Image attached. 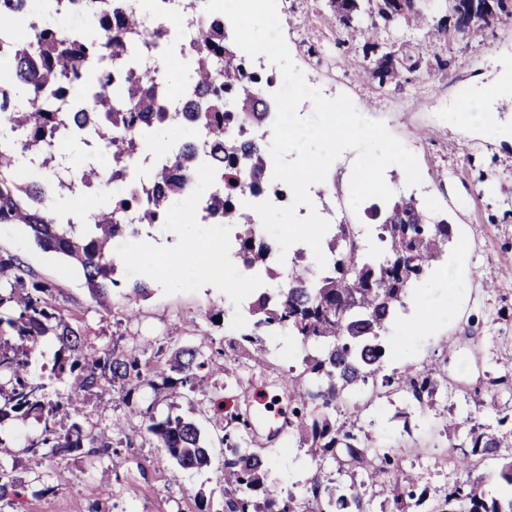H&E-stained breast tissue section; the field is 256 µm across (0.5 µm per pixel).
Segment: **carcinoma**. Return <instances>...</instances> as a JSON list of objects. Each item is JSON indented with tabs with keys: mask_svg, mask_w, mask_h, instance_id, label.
<instances>
[{
	"mask_svg": "<svg viewBox=\"0 0 512 512\" xmlns=\"http://www.w3.org/2000/svg\"><path fill=\"white\" fill-rule=\"evenodd\" d=\"M434 2L329 0L349 38L363 43L359 72L380 86L398 81L404 70H415L417 61L408 55L393 66L387 53L370 55L374 45L369 43L371 31L362 27L363 13H374L386 23L401 20L420 25L428 19ZM35 11L53 14L40 0H0V28L17 37L8 68L0 76V224L23 225L41 248L64 256L82 271L94 301L107 308L112 287L117 285L114 241L139 234L138 228L122 223L117 206L101 211L84 209L77 223L72 218L62 219L53 208L54 199H43L52 174L42 181H28L19 175L18 160L37 154L54 136L57 122L52 119L54 113L46 110V101L71 88L86 99V109L102 114L105 123L103 129L80 127L78 131L93 134L100 153L111 158L107 170L93 162L74 168L75 177L87 187L106 186L124 176L126 160L142 148L131 131L140 126L148 130L174 128L176 124L169 121L161 95L152 86L148 63L135 54V36L145 28L146 16L132 9L113 22L106 17L90 20L88 27L94 34L77 38L55 24L33 20ZM496 20V16L478 14L466 24L465 32L480 35ZM117 59L129 66L123 84L112 83V73L106 71ZM261 84L249 63L227 42L223 27L205 29L185 86L198 94L197 107L206 112L209 136L224 145V197L213 199V208L224 215V223L241 227L235 237V257L248 268L264 263L270 254L254 225L243 221L235 202L241 176L258 191L272 182L266 145L242 139L246 127L261 115ZM197 167L194 154L181 149L169 153L166 164L154 172L159 189L142 210L143 218L153 223L165 220L185 194L180 174L194 173ZM370 217L376 221L381 255L358 254L351 237L337 227L325 243L332 265L324 275L312 278L307 253L295 251L288 270L275 274L283 286L274 293L259 292L250 303L252 330L241 335L252 347L254 358L264 352L263 336L274 331L286 332L303 346L316 349L303 359L299 372H289L284 380L289 400L296 404L288 428L309 443L317 462L308 479L311 499L302 507L293 495L284 497L276 486L265 483V459L242 447L248 443L250 430L248 414L240 407L244 391L226 396L224 388L216 387L210 402L225 421L224 444L229 452L224 460L223 512H362L364 498L356 481L359 473L363 484L371 487L394 483L388 512H408L406 498L413 493L405 494L399 488L413 485V475H399V469L391 467L390 452L365 446L336 425L330 412L349 390L382 371L386 349L381 334L404 306L414 283L448 245L450 228L447 221L432 220L413 200L404 198L392 202L384 213L378 206H370ZM27 276L17 258L0 255V310L7 312V317L0 316V374L8 376L6 383H0V421L33 413L44 418L41 434L29 444L35 457H65L86 444L108 455L118 453L122 441L106 431H87L77 421L66 428L57 416H79L81 404L103 390L130 404L134 387L143 381L139 357L134 350H122L116 344L108 351L88 346L81 328L72 325L52 303L51 287ZM48 333L56 336L58 344L55 368L74 379L71 392L55 400L49 397L44 376L32 367L39 338ZM223 356L219 349L206 354L183 346L167 361L172 375L162 370L158 372L162 383L152 381L150 385L170 388L174 394L195 392L217 371H224L227 378L233 376L218 364ZM382 386L410 394L421 409L429 410L434 407L439 381L432 368L418 371L408 366L392 377L383 376ZM144 418L149 437L179 468L200 470L210 464L209 449L203 446L193 421L170 414L158 418L148 411ZM508 447H512V430L471 428L469 443L454 445L448 452V460L465 480L448 487L436 512H512V460L501 468L505 486L496 497L482 488L480 480L471 478L484 457H494L499 449ZM340 456L347 466H339L338 471L346 473L348 480L324 482L322 463ZM21 489L17 478L0 471V506L17 512L22 505Z\"/></svg>",
	"mask_w": 512,
	"mask_h": 512,
	"instance_id": "obj_1",
	"label": "carcinoma"
}]
</instances>
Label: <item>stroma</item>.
Listing matches in <instances>:
<instances>
[{
	"mask_svg": "<svg viewBox=\"0 0 512 512\" xmlns=\"http://www.w3.org/2000/svg\"><path fill=\"white\" fill-rule=\"evenodd\" d=\"M328 0H288L280 26L289 43H309L317 58L294 56L310 86L327 97L347 94L365 117L385 123L412 151L426 180L425 190L408 187L400 166H388L385 177L395 196L414 198L431 218H445L451 244L416 285L409 309L439 310L432 329L400 341V322L383 336L385 374L411 365L440 372L434 410H421L411 396L385 393L371 381L374 402L358 408L348 396L337 408V423L354 426L373 448L393 449L402 468L414 471L417 491L436 500L456 478L439 459L449 445L465 442L473 424H496L512 416V388L499 377L512 370V96L489 100L490 128L457 121L453 113L484 85L512 81V17L501 18L482 37L435 33L433 26L377 21L372 38L381 51L420 56L418 69L396 84L379 86L360 78L355 69L362 48L343 44V27L330 23ZM466 239L458 252L455 242ZM0 255L17 257L32 279L51 285L52 301L64 315L74 316L89 345L98 350L119 345L137 347L147 367L158 361V348L195 346L208 350L224 345V361L249 391L279 393L290 368L300 367L306 349L294 337L279 334L265 340L266 355L255 362L231 348L245 325L246 310L259 289L273 287L265 272L256 279L238 277L235 290L223 283H198L184 269H172L167 280L153 282L147 298L129 302L127 289L139 278V267L120 263L111 307L104 310L90 298L83 279L67 261L36 247L19 225L0 224ZM465 262L468 274L455 290L442 276ZM155 416L175 414L193 420L210 448L211 463L202 470L179 472L163 450L149 443L139 410ZM455 417V435L444 429ZM126 419L128 445L115 456L84 447L64 458L40 459L26 450L28 438L40 434L36 418H8L0 423V468L22 480L23 512H196L198 500L219 512L223 501L224 425L210 410L207 395L176 397L140 384L131 405L114 402L110 392L92 398L81 422L87 428ZM253 451L263 455L267 481L282 492L303 496L311 468L297 432L279 429L253 432ZM111 486L102 497V483Z\"/></svg>",
	"mask_w": 512,
	"mask_h": 512,
	"instance_id": "stroma-1",
	"label": "stroma"
}]
</instances>
